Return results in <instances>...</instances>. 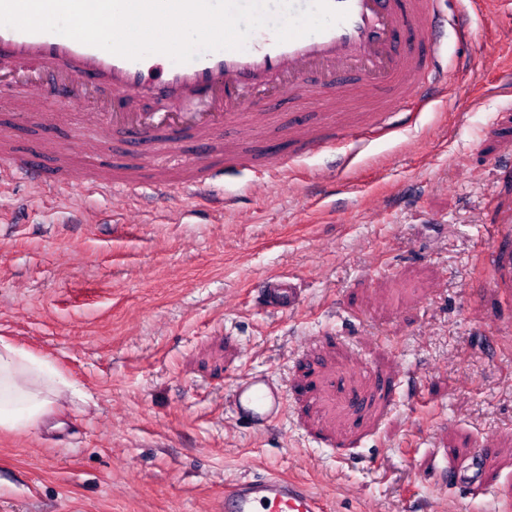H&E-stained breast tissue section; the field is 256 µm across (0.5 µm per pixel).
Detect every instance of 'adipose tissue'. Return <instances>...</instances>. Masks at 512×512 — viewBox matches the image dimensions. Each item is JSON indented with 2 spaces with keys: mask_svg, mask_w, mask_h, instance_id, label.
I'll list each match as a JSON object with an SVG mask.
<instances>
[{
  "mask_svg": "<svg viewBox=\"0 0 512 512\" xmlns=\"http://www.w3.org/2000/svg\"><path fill=\"white\" fill-rule=\"evenodd\" d=\"M84 393L50 361L0 338V429L21 433Z\"/></svg>",
  "mask_w": 512,
  "mask_h": 512,
  "instance_id": "obj_1",
  "label": "adipose tissue"
}]
</instances>
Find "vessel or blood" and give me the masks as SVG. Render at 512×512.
I'll use <instances>...</instances> for the list:
<instances>
[{
  "instance_id": "obj_1",
  "label": "vessel or blood",
  "mask_w": 512,
  "mask_h": 512,
  "mask_svg": "<svg viewBox=\"0 0 512 512\" xmlns=\"http://www.w3.org/2000/svg\"><path fill=\"white\" fill-rule=\"evenodd\" d=\"M347 8L336 26L284 43L273 29L256 30L245 49L200 54L186 63L154 53L130 60L51 32H25L0 26V93L12 96L18 112L35 114L53 105L83 112L94 127L96 150L106 149L113 131L131 135L155 151L193 145L190 177L179 186L191 197L204 195L212 172L243 167L282 166L254 147L224 138L225 130L245 123L267 124L278 103L292 99L317 108L330 123L299 120L285 131L289 141L311 151L336 138H357L365 126L390 122L413 97L428 95L447 82L439 66L441 47L438 0H334ZM368 102L366 119L353 120L354 92ZM169 102V110L145 112V99ZM63 146L43 142L35 153L2 158L0 166L42 187L39 158L59 155ZM97 184L107 191L138 188L135 168L124 180L102 165ZM499 287L512 290V254L495 252ZM257 309L293 312L303 304L293 277L271 275L255 290ZM231 410L248 428L263 431L283 416V386L264 373L239 378L230 391ZM222 512H323L320 498L299 480L257 474L225 485Z\"/></svg>"
}]
</instances>
